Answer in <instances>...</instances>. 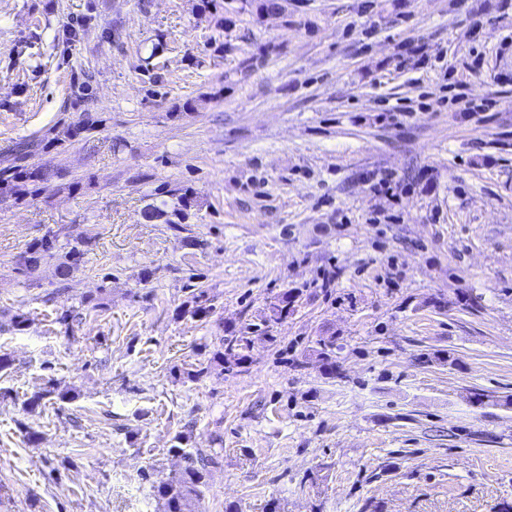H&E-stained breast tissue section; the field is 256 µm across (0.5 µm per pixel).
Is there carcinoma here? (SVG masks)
<instances>
[{
    "mask_svg": "<svg viewBox=\"0 0 512 512\" xmlns=\"http://www.w3.org/2000/svg\"><path fill=\"white\" fill-rule=\"evenodd\" d=\"M97 120L87 115L79 121L69 125L63 136L72 140L81 136L82 133L91 131L96 127ZM44 174L33 168H5L0 169V195L13 196L17 199L26 196H36L43 191ZM196 206V199L193 194L181 188L168 189L162 192V199L158 202L148 204L143 212V219L149 224H167L175 231H182V224L190 218V212ZM52 242H44L34 246L28 252L21 255L18 265L28 272L36 270L41 260L50 254ZM303 294L300 288H287L279 293L270 302L260 323L256 325L257 330L270 342L275 337L269 335L270 327L277 324L294 313L295 303ZM248 339L230 333L224 337V351L214 353L213 360L226 366L232 371L247 364L248 357L244 354ZM336 346V339L330 337L319 342L317 357L329 369L334 368L332 362L333 350ZM56 395L61 402H70L76 398L73 389H59L52 386L33 393L25 402V408L32 412L40 405V401L50 395ZM185 439L177 437V445L171 448V452L180 455L185 460V466L169 479L152 485L154 495L163 502L164 512H192V505L203 495L206 485L205 477L209 465L215 463L213 454L202 448L184 447Z\"/></svg>",
    "mask_w": 512,
    "mask_h": 512,
    "instance_id": "obj_1",
    "label": "carcinoma"
}]
</instances>
